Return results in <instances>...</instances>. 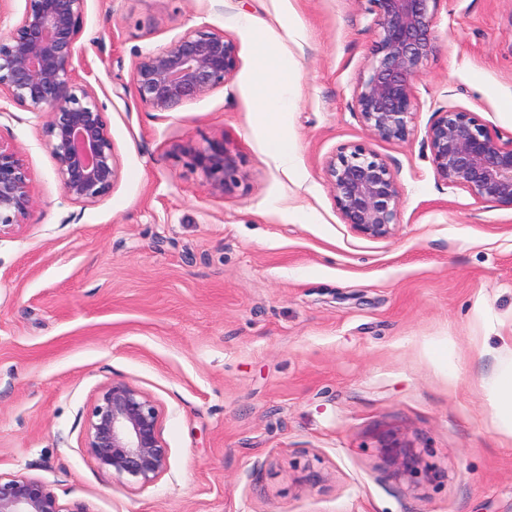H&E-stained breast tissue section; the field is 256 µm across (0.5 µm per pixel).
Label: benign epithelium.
Here are the masks:
<instances>
[{
    "instance_id": "obj_1",
    "label": "benign epithelium",
    "mask_w": 512,
    "mask_h": 512,
    "mask_svg": "<svg viewBox=\"0 0 512 512\" xmlns=\"http://www.w3.org/2000/svg\"><path fill=\"white\" fill-rule=\"evenodd\" d=\"M85 0H26L20 20L0 36V102L44 119L46 146L57 162L65 196L88 206L107 196L120 165L104 109L75 66ZM374 15V40L355 94L354 111L369 135L404 142L412 135L414 82L436 51L433 25L441 0H360ZM237 45L206 24L140 56L131 71L137 101L152 112H173L224 87L238 67ZM437 175L478 200L512 208V137L476 113L440 108L426 131ZM209 191L224 194L236 181L235 158L220 144L190 154ZM326 173L336 208L357 233L391 236L400 190L389 166L363 144L330 157ZM36 202L18 149L0 143V233L26 223ZM161 414L146 393L123 381L106 385L88 418L85 452L103 468L146 486L166 471ZM395 474L413 478L419 457L404 446L382 448ZM0 512H87L60 504L51 486L24 475L0 476Z\"/></svg>"
}]
</instances>
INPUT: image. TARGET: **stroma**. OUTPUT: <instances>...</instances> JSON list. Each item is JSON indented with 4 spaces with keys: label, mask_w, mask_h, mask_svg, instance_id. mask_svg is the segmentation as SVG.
<instances>
[{
    "label": "stroma",
    "mask_w": 512,
    "mask_h": 512,
    "mask_svg": "<svg viewBox=\"0 0 512 512\" xmlns=\"http://www.w3.org/2000/svg\"><path fill=\"white\" fill-rule=\"evenodd\" d=\"M204 23L237 44L234 76L172 112L141 107L139 56ZM371 25L359 0H85L75 64L120 175L72 203L42 120L0 112L36 200L0 235L1 475L88 512H512L493 391L512 356V208L442 181L425 138L443 106L512 134V0H441L404 142L373 139L353 109ZM266 49L293 62L284 112L256 103ZM278 135L291 165L268 150ZM212 142L238 160L221 196L188 156ZM349 144L396 175L390 237L336 208L325 163ZM113 381L161 412L168 466L151 485L83 448ZM392 442L419 455L417 477L394 475Z\"/></svg>",
    "instance_id": "35a3bbf8"
}]
</instances>
